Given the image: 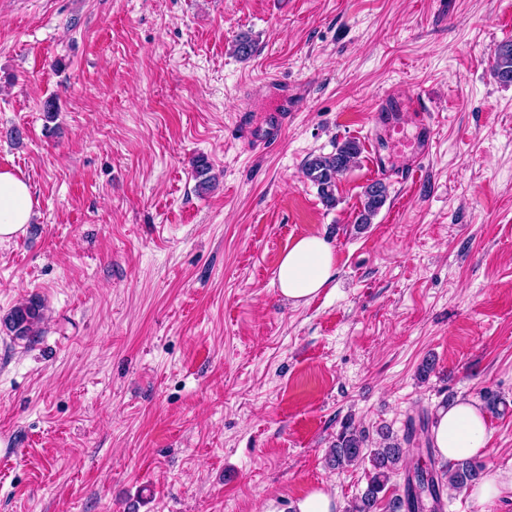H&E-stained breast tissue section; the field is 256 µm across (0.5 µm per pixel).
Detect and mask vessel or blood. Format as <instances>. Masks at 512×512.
Returning a JSON list of instances; mask_svg holds the SVG:
<instances>
[{
    "label": "vessel or blood",
    "instance_id": "obj_1",
    "mask_svg": "<svg viewBox=\"0 0 512 512\" xmlns=\"http://www.w3.org/2000/svg\"><path fill=\"white\" fill-rule=\"evenodd\" d=\"M412 112L417 116L415 133L410 143V153L400 171H392L382 159H375L374 171L377 178L392 176L400 180L415 177L421 170L423 159L429 156L434 142V122L431 113L423 111L419 98L398 97L384 94L377 98L371 115L372 123L377 127L382 138L392 137L400 132L402 113ZM288 125L287 109L273 113L265 125L243 128L242 133L256 146H266L277 142Z\"/></svg>",
    "mask_w": 512,
    "mask_h": 512
}]
</instances>
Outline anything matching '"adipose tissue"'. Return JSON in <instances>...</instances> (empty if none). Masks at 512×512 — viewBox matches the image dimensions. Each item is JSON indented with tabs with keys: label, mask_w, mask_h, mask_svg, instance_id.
<instances>
[{
	"label": "adipose tissue",
	"mask_w": 512,
	"mask_h": 512,
	"mask_svg": "<svg viewBox=\"0 0 512 512\" xmlns=\"http://www.w3.org/2000/svg\"><path fill=\"white\" fill-rule=\"evenodd\" d=\"M34 216V201L27 182L12 172L0 171V242L23 232ZM336 273L332 246L316 235L301 236L282 253L277 282L280 294L293 304L316 297ZM433 440L437 453L447 460L483 455L486 418L473 402L459 401L436 413Z\"/></svg>",
	"instance_id": "1"
}]
</instances>
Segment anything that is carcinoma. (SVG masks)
I'll return each instance as SVG.
<instances>
[{
  "label": "carcinoma",
  "instance_id": "carcinoma-1",
  "mask_svg": "<svg viewBox=\"0 0 512 512\" xmlns=\"http://www.w3.org/2000/svg\"><path fill=\"white\" fill-rule=\"evenodd\" d=\"M492 72L503 85H512V41L501 44L495 51ZM361 154L360 145L346 141L336 146L330 154H319L307 160L304 170L307 179L317 187L318 195L327 206L336 204V182L340 175L355 167ZM195 190L206 194L216 184L211 165L203 158L194 164ZM388 189L376 180L363 191L362 208L355 224L365 227L385 205ZM45 320L41 300L31 298L17 304L4 319L7 330L18 340H29L38 333ZM379 440L369 447V435L351 424L342 426L328 452V462L336 470L369 459L372 476L361 495L351 506V512H376L386 493L391 475L405 462L410 448L423 445L428 456H433L429 417L426 414L410 418L402 437L389 429L378 431ZM484 466L468 458L450 461L438 472H430L420 466L407 470L404 495L392 499L390 512H442L443 496L449 489L460 490L481 479Z\"/></svg>",
  "mask_w": 512,
  "mask_h": 512
}]
</instances>
